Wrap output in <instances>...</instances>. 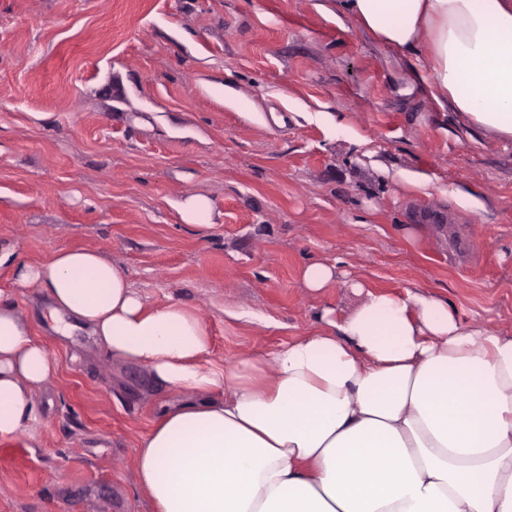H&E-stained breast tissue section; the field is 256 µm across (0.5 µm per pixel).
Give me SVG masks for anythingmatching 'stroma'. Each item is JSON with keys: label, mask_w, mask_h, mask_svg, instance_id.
<instances>
[{"label": "stroma", "mask_w": 512, "mask_h": 512, "mask_svg": "<svg viewBox=\"0 0 512 512\" xmlns=\"http://www.w3.org/2000/svg\"><path fill=\"white\" fill-rule=\"evenodd\" d=\"M316 2L0 0V245L100 251L149 304L196 310L228 361L370 291L512 334V141L469 133ZM191 195L212 228L182 221ZM315 261L338 267L317 292ZM0 291L61 366L38 436L0 437V512H152L134 459L163 392L84 330L56 335L3 272Z\"/></svg>", "instance_id": "stroma-1"}]
</instances>
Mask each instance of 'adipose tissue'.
<instances>
[{"label": "adipose tissue", "instance_id": "1", "mask_svg": "<svg viewBox=\"0 0 512 512\" xmlns=\"http://www.w3.org/2000/svg\"><path fill=\"white\" fill-rule=\"evenodd\" d=\"M441 108L512 140V0H336ZM58 335L85 329L171 396L136 474L153 512H512V335L446 299L369 295L319 330L234 364L192 308L147 305L94 249L44 263L0 247ZM58 360L0 298V437L36 436Z\"/></svg>", "mask_w": 512, "mask_h": 512}]
</instances>
